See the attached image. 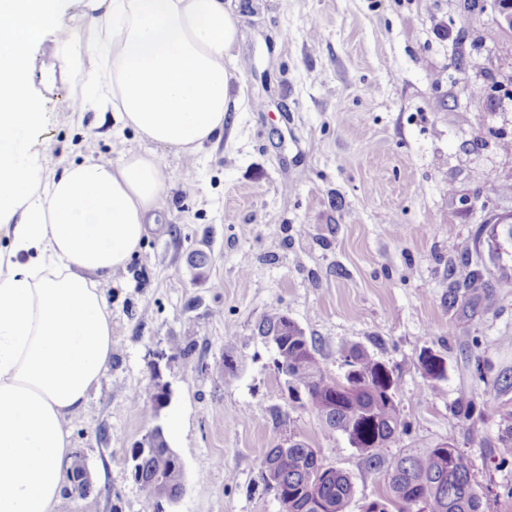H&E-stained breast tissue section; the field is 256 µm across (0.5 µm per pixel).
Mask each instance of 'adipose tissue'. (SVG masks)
Listing matches in <instances>:
<instances>
[{"instance_id": "ef3b65f1", "label": "adipose tissue", "mask_w": 512, "mask_h": 512, "mask_svg": "<svg viewBox=\"0 0 512 512\" xmlns=\"http://www.w3.org/2000/svg\"><path fill=\"white\" fill-rule=\"evenodd\" d=\"M112 65L87 81L140 139L191 153L237 110L224 0H83ZM65 0H0V512H57L70 422L112 360L102 289L139 253L165 190L152 156L86 160L53 174L28 135L44 114L30 88L33 46L72 43Z\"/></svg>"}]
</instances>
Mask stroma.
<instances>
[{"label": "stroma", "instance_id": "1", "mask_svg": "<svg viewBox=\"0 0 512 512\" xmlns=\"http://www.w3.org/2000/svg\"><path fill=\"white\" fill-rule=\"evenodd\" d=\"M229 6L244 104L194 160L142 144L165 194L139 255L104 285L112 362L71 422L90 497L63 495L58 512H142L125 458L156 425L185 464L175 512H281L262 459L291 438L350 476L347 512L386 494L346 437L287 402L257 331L275 309L329 375L345 346L393 368L406 430L383 456L453 441L484 512H512V459L500 458L512 389L486 395L474 375L512 373V33L498 0ZM63 20L70 51L46 38L30 76L46 114L31 139L58 173L139 142L91 98L85 76L102 54L80 7ZM65 96L84 100L82 114L59 107ZM426 351L447 369L436 393ZM155 362L172 391L156 415Z\"/></svg>", "mask_w": 512, "mask_h": 512}]
</instances>
